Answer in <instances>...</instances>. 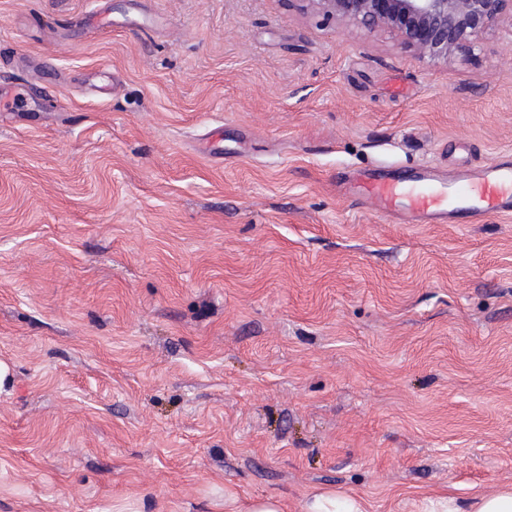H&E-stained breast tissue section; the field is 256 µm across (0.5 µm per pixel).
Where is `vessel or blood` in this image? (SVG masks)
I'll list each match as a JSON object with an SVG mask.
<instances>
[{
    "label": "vessel or blood",
    "instance_id": "vessel-or-blood-1",
    "mask_svg": "<svg viewBox=\"0 0 512 512\" xmlns=\"http://www.w3.org/2000/svg\"><path fill=\"white\" fill-rule=\"evenodd\" d=\"M434 177L433 167L421 165L406 175L374 170L352 179L341 176L336 187L358 207L397 224H426L438 216L460 215L480 224L492 216L512 215V159L461 173L450 194L435 184Z\"/></svg>",
    "mask_w": 512,
    "mask_h": 512
}]
</instances>
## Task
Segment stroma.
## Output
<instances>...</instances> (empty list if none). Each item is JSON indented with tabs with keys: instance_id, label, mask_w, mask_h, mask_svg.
I'll list each match as a JSON object with an SVG mask.
<instances>
[{
	"instance_id": "obj_1",
	"label": "stroma",
	"mask_w": 512,
	"mask_h": 512,
	"mask_svg": "<svg viewBox=\"0 0 512 512\" xmlns=\"http://www.w3.org/2000/svg\"><path fill=\"white\" fill-rule=\"evenodd\" d=\"M6 79L0 512L512 488V216L336 192L512 153V24L425 67L286 0H0Z\"/></svg>"
}]
</instances>
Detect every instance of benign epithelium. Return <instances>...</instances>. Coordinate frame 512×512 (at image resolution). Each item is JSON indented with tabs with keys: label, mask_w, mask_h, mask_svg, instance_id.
<instances>
[{
	"label": "benign epithelium",
	"mask_w": 512,
	"mask_h": 512,
	"mask_svg": "<svg viewBox=\"0 0 512 512\" xmlns=\"http://www.w3.org/2000/svg\"><path fill=\"white\" fill-rule=\"evenodd\" d=\"M368 33L388 31L426 65L472 57L494 25L512 21V0H288Z\"/></svg>",
	"instance_id": "benign-epithelium-1"
}]
</instances>
